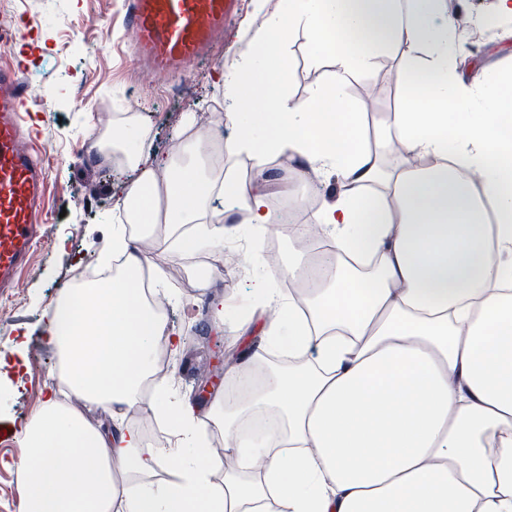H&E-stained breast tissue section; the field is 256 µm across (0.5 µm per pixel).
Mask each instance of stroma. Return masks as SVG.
<instances>
[{
  "instance_id": "stroma-1",
  "label": "stroma",
  "mask_w": 512,
  "mask_h": 512,
  "mask_svg": "<svg viewBox=\"0 0 512 512\" xmlns=\"http://www.w3.org/2000/svg\"><path fill=\"white\" fill-rule=\"evenodd\" d=\"M0 3L14 7L18 26L27 31L25 39L0 51V61L25 68L31 119L49 168L42 230L56 238L52 247L40 243L24 287L11 297H0V356H20L25 361L21 370L0 380V425L15 430L38 410L56 381L59 356L44 336L52 307L72 289L71 279L79 268L99 266L112 238L113 171L93 166L88 159L93 118L103 98H110L111 113H141L150 130L152 150L169 151L191 136L193 128H187V118H194V128H203L224 111V89L216 80L234 53L220 47L186 71L157 82L143 78L138 58L129 46V36L121 25L123 0ZM91 11L99 23L88 28L83 19ZM73 40L85 48L77 59L68 57L63 49L64 43ZM286 55L292 79L285 91L292 97L307 96L312 85L331 73L328 66L313 65L311 44L304 33L288 40ZM401 61V53L382 54L370 72L345 86L346 99L365 113L367 124L383 120L399 104L402 89L396 82V70ZM88 193L103 199L104 208L83 210L77 200ZM142 246L157 255L172 293L165 305L170 326L180 330L184 346H195L193 353H185L183 346L171 355L173 363L180 365L187 360L192 364L171 381L177 397L190 400L195 393V370H211L217 350L228 355L237 350L242 319L229 311L216 322L203 312L189 322L183 317L184 307L220 295L244 298L250 276L265 274L266 269L253 261L257 247L250 235L243 233L232 247L249 262L244 276H225L218 266L222 251L216 247L180 254L157 235L143 241ZM20 456L16 437L0 440V512H18Z\"/></svg>"
}]
</instances>
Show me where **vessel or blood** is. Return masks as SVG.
<instances>
[{"label": "vessel or blood", "mask_w": 512, "mask_h": 512, "mask_svg": "<svg viewBox=\"0 0 512 512\" xmlns=\"http://www.w3.org/2000/svg\"><path fill=\"white\" fill-rule=\"evenodd\" d=\"M238 0H126L124 24L135 53L156 79L184 71L210 52ZM23 72L0 65V292L21 281L37 243L48 177L24 120Z\"/></svg>", "instance_id": "obj_1"}]
</instances>
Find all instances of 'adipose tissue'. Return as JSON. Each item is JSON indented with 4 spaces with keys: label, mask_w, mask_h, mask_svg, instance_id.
<instances>
[{
    "label": "adipose tissue",
    "mask_w": 512,
    "mask_h": 512,
    "mask_svg": "<svg viewBox=\"0 0 512 512\" xmlns=\"http://www.w3.org/2000/svg\"><path fill=\"white\" fill-rule=\"evenodd\" d=\"M256 2L264 24L221 74L229 115L247 110L266 127L258 138L242 125L224 144L253 159L248 178L153 155L135 115L95 136L101 165L120 155L138 173L114 202L130 221L105 252L120 274L51 310L45 336L71 395L50 394L20 428V512H512V65L456 78L466 34L448 0ZM297 31L333 68L303 98L283 91L281 49ZM400 48L405 102L364 146L343 89ZM280 155L306 178H338L334 202L312 218L333 266L320 273L294 251L297 298L275 275L253 277L255 311L225 377L259 383L202 418L156 377L159 350L181 339L160 309L163 271L140 242L159 229L181 252L221 247L242 211L263 237L279 221L268 160ZM146 266L148 289L138 285ZM275 352L291 363L270 366ZM270 410L275 428L244 447L243 425ZM93 411L111 425L92 423ZM134 412L167 417L174 443L147 447L127 422ZM210 424L224 433L223 458L207 448Z\"/></svg>",
    "instance_id": "adipose-tissue-1"
}]
</instances>
